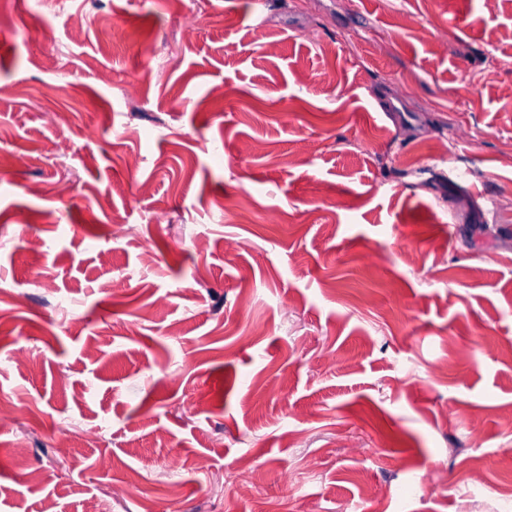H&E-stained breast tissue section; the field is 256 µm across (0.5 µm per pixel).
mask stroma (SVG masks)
Returning <instances> with one entry per match:
<instances>
[{
  "mask_svg": "<svg viewBox=\"0 0 512 512\" xmlns=\"http://www.w3.org/2000/svg\"><path fill=\"white\" fill-rule=\"evenodd\" d=\"M69 4L0 0V512H503L512 0Z\"/></svg>",
  "mask_w": 512,
  "mask_h": 512,
  "instance_id": "stroma-1",
  "label": "stroma"
}]
</instances>
